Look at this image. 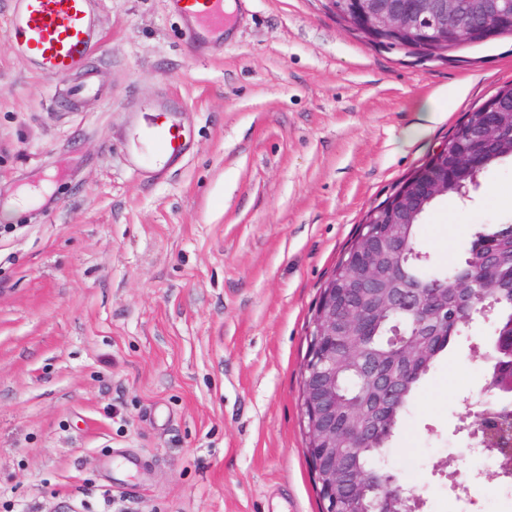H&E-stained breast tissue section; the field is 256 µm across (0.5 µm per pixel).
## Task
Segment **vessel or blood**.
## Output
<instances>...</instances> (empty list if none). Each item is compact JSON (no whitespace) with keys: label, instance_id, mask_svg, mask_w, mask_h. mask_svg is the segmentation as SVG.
<instances>
[{"label":"vessel or blood","instance_id":"vessel-or-blood-1","mask_svg":"<svg viewBox=\"0 0 512 512\" xmlns=\"http://www.w3.org/2000/svg\"><path fill=\"white\" fill-rule=\"evenodd\" d=\"M6 36L26 56L35 72L51 80L84 71L101 43L92 0H10ZM189 24L190 41L214 39L224 33V0H168ZM171 106L160 102V120L139 133L145 162L181 159L185 137L166 117Z\"/></svg>","mask_w":512,"mask_h":512}]
</instances>
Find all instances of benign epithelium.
<instances>
[{"mask_svg":"<svg viewBox=\"0 0 512 512\" xmlns=\"http://www.w3.org/2000/svg\"><path fill=\"white\" fill-rule=\"evenodd\" d=\"M331 10L353 28L374 39L408 36L425 49L446 46L450 40L470 39L478 33L491 36L498 28L489 20L512 12V0H482L464 27L452 29L449 18L458 10V0H326ZM512 97L502 94L483 111L487 118L479 126L487 141H497L504 130L493 118L507 111ZM445 184L433 176L404 189L396 202L404 212V223L420 212L423 199L444 193ZM367 230L354 248L356 274L349 287L326 280L308 330L309 351L302 374L301 414L308 437V452L316 460L324 512H413L417 495L400 484L394 475L380 485H368L355 472L336 466V440L347 448H359L379 431L377 409L343 406L336 396L339 361L336 348L319 345L325 337L358 345L368 331V320H356L346 312L347 295L363 304L369 315L385 314L397 308L401 291L385 287L388 270L401 267V253L388 246L395 238L396 223L384 220L382 210L371 212ZM393 366L370 370L365 390L371 392L391 381ZM497 397L492 405L474 412L468 437L476 440L490 434H512V379L495 383Z\"/></svg>","mask_w":512,"mask_h":512,"instance_id":"1","label":"benign epithelium"}]
</instances>
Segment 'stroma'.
Returning a JSON list of instances; mask_svg holds the SVG:
<instances>
[{
	"mask_svg": "<svg viewBox=\"0 0 512 512\" xmlns=\"http://www.w3.org/2000/svg\"><path fill=\"white\" fill-rule=\"evenodd\" d=\"M189 43L167 0H95L99 96L74 102L6 37L0 192L56 175L58 206L0 215V512H322L300 398L309 321L369 210L460 118L512 83V37L424 55L353 30L324 0H233ZM189 133L164 175L129 166L149 107ZM445 110L400 146L422 106ZM492 169L420 227L435 263L512 221ZM490 324L425 376L383 466L423 512H512L477 464ZM139 467L105 471L122 454Z\"/></svg>",
	"mask_w": 512,
	"mask_h": 512,
	"instance_id": "stroma-1",
	"label": "stroma"
}]
</instances>
